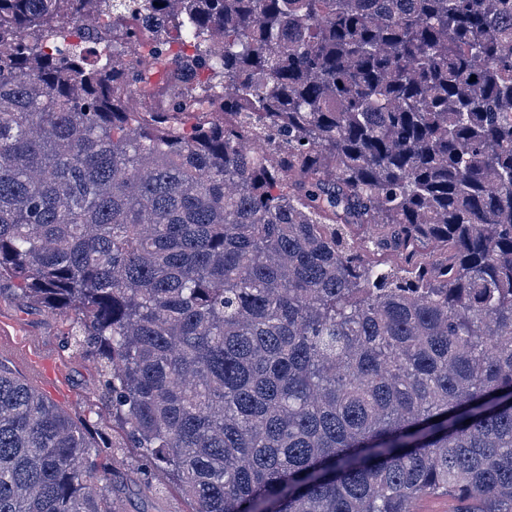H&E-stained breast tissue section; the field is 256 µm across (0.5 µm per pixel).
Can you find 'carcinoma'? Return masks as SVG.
<instances>
[{"label": "carcinoma", "mask_w": 512, "mask_h": 512, "mask_svg": "<svg viewBox=\"0 0 512 512\" xmlns=\"http://www.w3.org/2000/svg\"><path fill=\"white\" fill-rule=\"evenodd\" d=\"M95 2L0 0V295L70 317L144 486L512 512V0ZM142 13L209 77L138 108ZM111 448L0 363V512H118Z\"/></svg>", "instance_id": "obj_1"}]
</instances>
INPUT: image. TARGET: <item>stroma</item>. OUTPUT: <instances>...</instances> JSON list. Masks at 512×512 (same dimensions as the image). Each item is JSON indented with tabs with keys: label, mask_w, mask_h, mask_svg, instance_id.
I'll return each instance as SVG.
<instances>
[{
	"label": "stroma",
	"mask_w": 512,
	"mask_h": 512,
	"mask_svg": "<svg viewBox=\"0 0 512 512\" xmlns=\"http://www.w3.org/2000/svg\"><path fill=\"white\" fill-rule=\"evenodd\" d=\"M0 326L9 331L17 348L28 349L36 357L52 358L57 371L53 377H45L21 363L15 350L1 351V364L28 380L74 420H92L111 427L112 417L98 396L97 366L61 346V335L68 329L63 317L38 307H23L11 297L0 296ZM117 454L128 465L112 492L122 512H188L187 502L165 477H158L149 490L140 485L134 473L138 461L135 449L121 448Z\"/></svg>",
	"instance_id": "1"
}]
</instances>
